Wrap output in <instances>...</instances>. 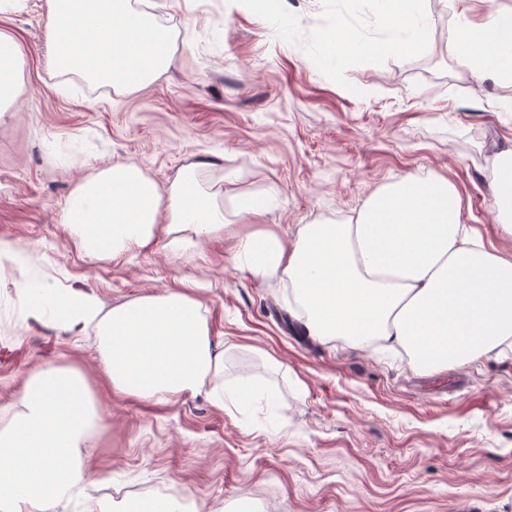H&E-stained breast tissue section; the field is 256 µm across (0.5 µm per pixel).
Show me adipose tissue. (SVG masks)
<instances>
[{
    "label": "adipose tissue",
    "instance_id": "obj_1",
    "mask_svg": "<svg viewBox=\"0 0 512 512\" xmlns=\"http://www.w3.org/2000/svg\"><path fill=\"white\" fill-rule=\"evenodd\" d=\"M392 31L393 54L425 47L424 0H378ZM54 67L104 83L140 88L173 58L168 33L130 0H47ZM449 44L480 77L512 79V13L460 20ZM21 57L0 35V114L19 91ZM490 192L512 235V149L489 156ZM456 187L438 177L409 175L372 194L349 224H306L295 242L257 231L238 236L236 266L253 276L287 281L309 334L341 337L361 349L381 341L408 351L432 370L474 363L512 339V258L498 255L462 222ZM65 220L84 254L117 257L151 243L158 231L189 243L226 230L224 211L198 183L193 168L161 187L136 164L109 166L71 193ZM29 314L55 318L66 331L95 326L98 367L113 393L167 403L208 390L216 406L270 394L257 383L232 395L207 388L224 373L203 304L181 291L149 293L101 313L90 294L23 286ZM12 427L0 432V512H55L95 471L82 450L95 429L84 377L68 367L33 374Z\"/></svg>",
    "mask_w": 512,
    "mask_h": 512
}]
</instances>
